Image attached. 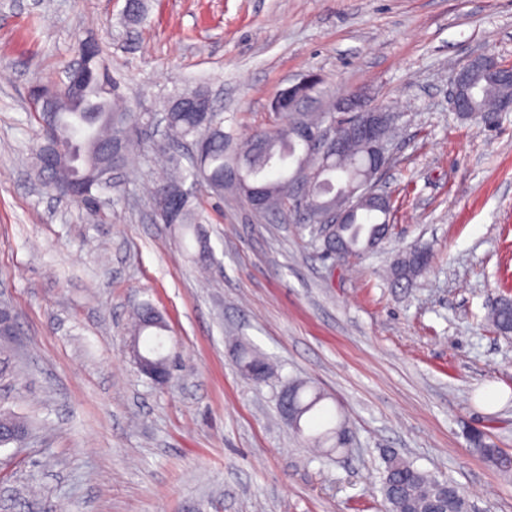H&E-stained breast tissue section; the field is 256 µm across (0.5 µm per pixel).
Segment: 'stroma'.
<instances>
[{
	"instance_id": "1",
	"label": "stroma",
	"mask_w": 512,
	"mask_h": 512,
	"mask_svg": "<svg viewBox=\"0 0 512 512\" xmlns=\"http://www.w3.org/2000/svg\"><path fill=\"white\" fill-rule=\"evenodd\" d=\"M88 39L148 124L93 212L36 179L29 112ZM480 53L512 65V0H144L135 21L126 0H0V301L18 333L0 411L31 424L0 450V512H384L390 452L473 512H512V472L470 441L512 455V340L486 320L512 294V112L487 128L448 103ZM312 72L301 111L394 107L388 238L326 258L314 225L202 187L197 232L163 223V101L204 89L244 139L286 124L270 101ZM414 246L432 263L398 287ZM146 301L177 361L164 385L129 350ZM244 348L267 379L241 376ZM292 380L327 395L301 435L278 406ZM340 419L344 451H316L307 434Z\"/></svg>"
}]
</instances>
